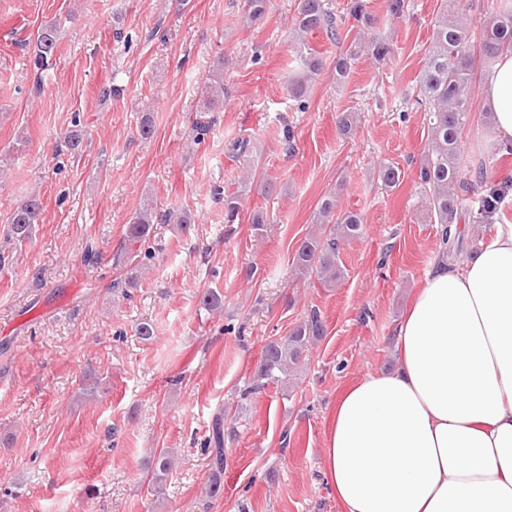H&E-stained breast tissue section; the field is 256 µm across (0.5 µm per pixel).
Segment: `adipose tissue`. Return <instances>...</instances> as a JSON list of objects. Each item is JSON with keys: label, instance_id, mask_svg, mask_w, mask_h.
Here are the masks:
<instances>
[{"label": "adipose tissue", "instance_id": "adipose-tissue-1", "mask_svg": "<svg viewBox=\"0 0 512 512\" xmlns=\"http://www.w3.org/2000/svg\"><path fill=\"white\" fill-rule=\"evenodd\" d=\"M481 101L512 143V53ZM396 336V369L351 386L325 440L341 512H512V224L434 263Z\"/></svg>", "mask_w": 512, "mask_h": 512}]
</instances>
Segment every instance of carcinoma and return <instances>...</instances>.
Instances as JSON below:
<instances>
[{
  "mask_svg": "<svg viewBox=\"0 0 512 512\" xmlns=\"http://www.w3.org/2000/svg\"><path fill=\"white\" fill-rule=\"evenodd\" d=\"M247 23H261L268 14L270 0H245ZM349 15L360 31L376 28V16L369 10L367 0H350ZM295 31L299 38L294 45L301 64V74L291 81V94L306 108V95L311 80L324 67L323 57L305 41L306 35L323 30L332 41L339 40L336 15L327 7L325 0H298ZM57 44L55 24H46L38 32L33 64L40 68L54 53ZM366 51L381 62L391 53L389 41L378 34L360 38L358 48L348 49L336 55L333 69L336 81L341 82L351 71L359 52ZM512 52V6L500 7L491 12L484 22L479 41L473 40L471 24L459 16L457 0H441L435 18L432 40L425 63L416 81L414 91L406 97L411 106L423 110L427 116L429 135L424 148V159L419 166L417 179L423 189L427 210L433 213L441 226L442 254L450 258L455 250L456 234L451 232L457 223L459 207L469 193L468 182L460 171L459 137L462 129L476 109L472 90L475 81L476 59L490 66L504 52ZM206 100L203 111L214 112L224 107V62H219L205 80ZM505 195L496 188L471 201L470 212L476 224H492L505 210ZM42 202L36 196L18 204L11 216V235L22 242L30 237L33 224L37 223ZM317 221L327 225L323 233L304 238L296 248L292 264L302 274L313 273L320 283L332 286L341 277L338 257L341 244L362 234L361 217L351 211L336 215V196L329 195L318 210ZM194 223L187 209L158 212L152 208L139 209L127 224L126 237L132 243H142L150 238L156 224ZM325 326L320 311L312 308L301 324L288 335L272 340L265 346L261 359L249 385L241 391V397L263 389L268 383H279L297 370L304 361V354L311 341L323 336ZM226 418L218 415L211 425L207 439V458L210 467L209 496L220 492V477L224 474V431ZM172 459L168 450H160L153 460V478L160 481L170 470Z\"/></svg>",
  "mask_w": 512,
  "mask_h": 512,
  "instance_id": "1",
  "label": "carcinoma"
}]
</instances>
